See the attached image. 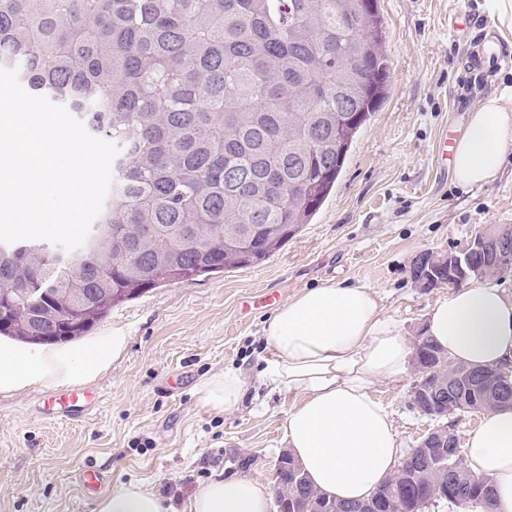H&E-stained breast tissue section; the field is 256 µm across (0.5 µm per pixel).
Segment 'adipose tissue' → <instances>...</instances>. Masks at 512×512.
<instances>
[{"label": "adipose tissue", "mask_w": 512, "mask_h": 512, "mask_svg": "<svg viewBox=\"0 0 512 512\" xmlns=\"http://www.w3.org/2000/svg\"><path fill=\"white\" fill-rule=\"evenodd\" d=\"M512 137V89L470 112L456 144L453 169L466 186H481L502 167ZM273 357L263 377L274 390L297 397L284 422L289 452L310 484L327 497L362 501L400 465L392 416L371 391L405 375L411 347L398 324L385 318L374 293L329 283L301 292L264 327ZM426 333L451 361L471 367L512 366V293L475 281L438 299ZM126 328L115 326L76 344L33 345L0 336V394L32 386L94 381L122 358ZM247 379L229 368L203 381L202 399L217 411L236 409ZM469 469L493 481L492 512H512V406L487 413L464 448ZM271 489L248 476L213 480L193 496L189 512H268ZM94 512H168L163 499L141 482L102 493Z\"/></svg>", "instance_id": "ef3b65f1"}]
</instances>
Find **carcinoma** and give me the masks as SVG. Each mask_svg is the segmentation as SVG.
Instances as JSON below:
<instances>
[{
    "mask_svg": "<svg viewBox=\"0 0 512 512\" xmlns=\"http://www.w3.org/2000/svg\"><path fill=\"white\" fill-rule=\"evenodd\" d=\"M384 41L377 0H0V68L120 149L83 246L64 259L44 240L0 249V336L69 342L151 288L280 251L385 96ZM441 355L429 338L417 352L448 378L449 414L512 404L473 401L469 383L494 370L459 364L461 381ZM299 476L282 469L280 495L323 497ZM374 497L378 512H490L493 488L450 448Z\"/></svg>",
    "mask_w": 512,
    "mask_h": 512,
    "instance_id": "1",
    "label": "carcinoma"
}]
</instances>
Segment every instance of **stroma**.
I'll use <instances>...</instances> for the list:
<instances>
[{"label": "stroma", "instance_id": "stroma-1", "mask_svg": "<svg viewBox=\"0 0 512 512\" xmlns=\"http://www.w3.org/2000/svg\"><path fill=\"white\" fill-rule=\"evenodd\" d=\"M480 0H378L390 59L386 96L358 133L336 186L310 224L266 261L162 286L114 308L93 330L128 329L126 354L89 383L96 407L75 419L43 415L49 390L0 395V512H92L94 493L78 480L105 470L106 488L141 481L170 512H188L198 488L216 478L253 476L273 484L284 450L283 422L295 398L261 374L272 347L263 327L274 293L288 301L327 281L366 287L408 341L448 286L420 288L411 267L424 251L462 249L481 228L512 225V139L500 174L459 185L437 160L442 134L458 138L468 114L512 85V41ZM485 30L483 76L470 81V51L451 27ZM243 370L241 405L220 413L200 395L204 380ZM413 373L373 388L393 413L403 449L434 423L411 403Z\"/></svg>", "mask_w": 512, "mask_h": 512}]
</instances>
